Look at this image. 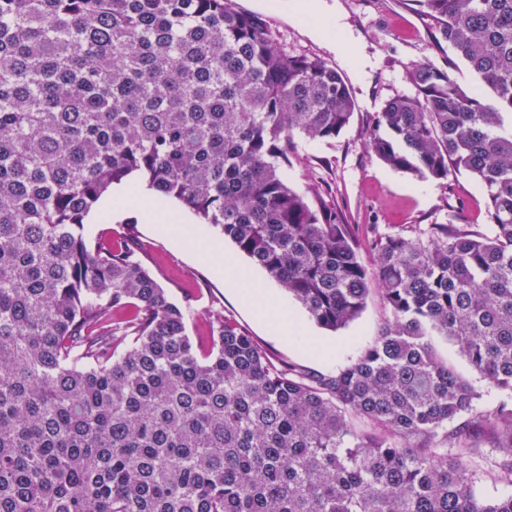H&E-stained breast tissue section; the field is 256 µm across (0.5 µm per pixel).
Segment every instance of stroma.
<instances>
[{
  "label": "stroma",
  "mask_w": 512,
  "mask_h": 512,
  "mask_svg": "<svg viewBox=\"0 0 512 512\" xmlns=\"http://www.w3.org/2000/svg\"><path fill=\"white\" fill-rule=\"evenodd\" d=\"M321 3L320 12L302 15L295 9L296 0H232L234 8L262 17L278 46L331 63L336 60L337 44L322 29L331 25L335 4H342L356 36L355 41L345 42V51L361 55L371 74L367 85L353 87L358 110L350 124L332 140L296 139L288 165L280 169L282 179L312 205L324 206L347 224L366 263L373 256L372 241L379 232L405 227L415 236L429 225L449 222L489 232L483 219L485 191L476 178L464 172L446 183L425 181L384 166L365 148V133L374 112L391 97L410 92L407 68L423 62L440 67L448 64L449 50L434 40L426 17L406 0ZM129 223L135 226L145 266L173 302L191 307L187 330L194 344L204 343L211 320L219 316L247 331L284 363L326 374L370 345L388 315L379 293L374 292L357 319L331 331L311 321L306 310L292 301L290 314L305 321L309 333L302 343L286 340L271 320L261 318L237 297L215 273L212 261L175 246L138 213H127L119 220L100 216L87 230L117 238ZM313 343L334 346L335 351L330 355L312 353L309 346Z\"/></svg>",
  "instance_id": "1"
}]
</instances>
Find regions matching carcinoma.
Wrapping results in <instances>:
<instances>
[{"mask_svg":"<svg viewBox=\"0 0 512 512\" xmlns=\"http://www.w3.org/2000/svg\"><path fill=\"white\" fill-rule=\"evenodd\" d=\"M408 2L475 85L411 66L366 149L422 180L472 175L493 233L401 228L367 265L279 173L295 138L349 125L336 66L230 0H0V512H512V491L475 489L512 488V0ZM134 173L323 328L378 291L374 342L319 375L219 317L194 346L133 238L85 234ZM437 348L443 358H448L449 362L455 364L460 373L470 380L483 394L482 404L487 407L498 399L499 393L490 387L483 378L471 369L466 360L457 353L455 347L443 339H438Z\"/></svg>","mask_w":512,"mask_h":512,"instance_id":"1","label":"carcinoma"}]
</instances>
